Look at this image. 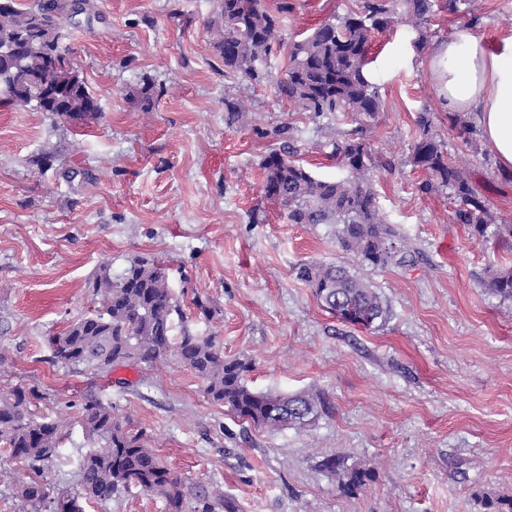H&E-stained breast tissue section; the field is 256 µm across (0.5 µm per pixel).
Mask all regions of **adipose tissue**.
Segmentation results:
<instances>
[{"label":"adipose tissue","mask_w":512,"mask_h":512,"mask_svg":"<svg viewBox=\"0 0 512 512\" xmlns=\"http://www.w3.org/2000/svg\"><path fill=\"white\" fill-rule=\"evenodd\" d=\"M438 104L472 116L498 165L512 170V36L459 33L426 59Z\"/></svg>","instance_id":"ef3b65f1"}]
</instances>
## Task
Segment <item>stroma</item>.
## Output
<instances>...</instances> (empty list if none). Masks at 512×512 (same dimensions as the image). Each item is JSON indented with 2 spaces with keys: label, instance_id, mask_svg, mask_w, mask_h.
I'll list each match as a JSON object with an SVG mask.
<instances>
[{
  "label": "stroma",
  "instance_id": "stroma-1",
  "mask_svg": "<svg viewBox=\"0 0 512 512\" xmlns=\"http://www.w3.org/2000/svg\"><path fill=\"white\" fill-rule=\"evenodd\" d=\"M90 2L96 20L70 36L74 65L101 107L85 135L34 106L0 105V392L37 386L38 415L68 423L43 465L45 484L74 488L89 447L80 404L93 390L169 469L221 485L239 512H488L486 497L512 498V299L488 286L512 268V252L452 223L448 190L419 191L425 174L409 162L418 114L430 112L432 134L498 224H512V172L497 167L483 139L464 141L451 128L416 33L396 24L372 41L375 118H314L274 85L225 75L206 26L217 0ZM292 3L286 43L362 0ZM457 6L433 15L430 42L464 29L512 35V0ZM147 80L157 94L146 108L136 92ZM228 98L244 104L247 126H227ZM285 124L297 161L320 178L344 175L323 127L366 143L397 250L391 264L345 251L333 225L287 223L265 198L260 161L279 143L260 132ZM42 156L50 163L41 169ZM68 168L84 178L66 179ZM138 256L167 261L187 328L250 361L249 387L320 392L317 417L279 430L244 423L170 358L123 363L100 378L53 365L48 339L88 310V279L107 263L120 273ZM310 261L369 282L385 321L367 330L323 310L295 277ZM198 297L214 316L197 312ZM335 454L345 467L374 470L373 481L342 494L324 467Z\"/></svg>",
  "mask_w": 512,
  "mask_h": 512
}]
</instances>
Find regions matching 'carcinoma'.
<instances>
[{
  "mask_svg": "<svg viewBox=\"0 0 512 512\" xmlns=\"http://www.w3.org/2000/svg\"><path fill=\"white\" fill-rule=\"evenodd\" d=\"M0 12V101L12 105L35 103L41 112L50 108L42 93L62 79L73 81L69 111L58 119L97 116L100 107L85 80L71 62L64 19L91 8L89 0H45L23 9L7 0ZM436 0H364L359 11L328 19L307 36L288 46V69L276 80L277 90L302 112L314 117L352 112L370 119L380 112L378 87L369 69V50L374 33L391 26L394 14L420 33L426 32ZM292 9L279 0L270 9L267 0H218L216 15L208 21L217 35L213 49L224 63V73L256 85L268 78L262 63L280 45L281 17ZM229 123L247 125L248 112L238 102L224 101ZM419 137L410 163L426 173L419 190L424 194L446 189L456 198L450 215L498 244L512 248V225L492 224L486 204L475 192L462 168L448 159L442 145L430 134L431 113L418 114ZM266 136L282 140L279 148L260 162L265 196L276 202L290 224H332L343 248L374 266H386L394 258L390 229L376 205L368 178L373 159L364 142H340L336 130L325 127L323 136L331 154L346 172L340 179L315 176L296 161L291 128L282 125ZM298 280L340 321L370 328L386 318L381 297L368 283L341 265L302 263L295 268ZM90 309L72 321L61 334L50 338L52 361L100 377L119 363L152 365L171 357L206 382L205 393L242 421L277 429L303 426L313 419L322 401L318 394L292 395L255 391L245 377L251 363L224 356L212 337L183 330L174 335L173 316L181 308L168 285L163 262L138 258L118 275L107 264L87 284ZM492 290L512 298V271L495 274ZM41 398L38 388L14 386L0 392V446L32 475L16 487L20 512H84V503H107L139 488L163 498L167 512H237L233 498L217 484L205 487L187 482L172 472L143 435L124 428L112 414V404L90 392L80 406L82 428L93 442L75 467L76 490L51 492L41 480V463L56 454L67 435L60 418L38 417L32 411ZM372 478L369 469L354 467L339 479L338 487L351 494Z\"/></svg>",
  "mask_w": 512,
  "mask_h": 512,
  "instance_id": "obj_1",
  "label": "carcinoma"
}]
</instances>
